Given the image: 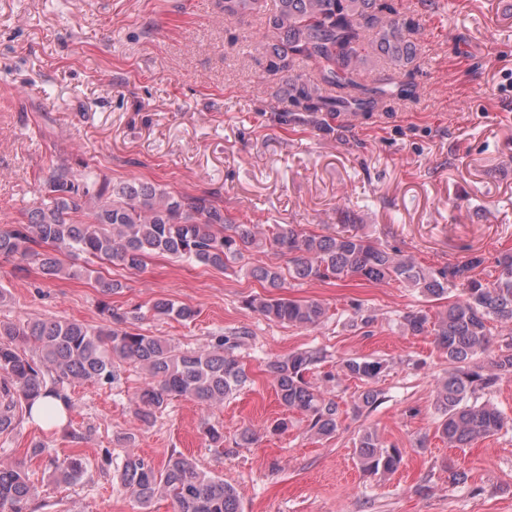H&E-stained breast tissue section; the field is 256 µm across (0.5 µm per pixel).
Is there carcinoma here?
Segmentation results:
<instances>
[{
    "mask_svg": "<svg viewBox=\"0 0 512 512\" xmlns=\"http://www.w3.org/2000/svg\"><path fill=\"white\" fill-rule=\"evenodd\" d=\"M223 8L224 19L231 21L261 11L263 4L224 0ZM414 31L413 19L401 15L395 0H276L263 33L267 72L282 73L297 57L311 62L314 74L289 79L287 92L314 117L323 112H375L412 95V83L389 75L368 85L362 78L380 56L410 75L406 68L421 50L411 38ZM324 85L339 89L338 94L324 96ZM46 188L47 201L33 208L25 222L0 229V257L35 264L50 279L78 275L62 263V254H83L128 270L141 269L153 255L220 270L238 266L270 289L268 295L249 299V308L306 330L323 323L326 308L315 300L273 296L289 279L398 281L431 302L448 301L433 316L423 310L403 316L404 328L413 336L434 337L451 365L436 390V406L443 413L438 431L448 447L468 448L504 428L503 413L473 396L492 391L501 379L512 376V342L496 345L495 333L497 327L512 323V251L499 253L498 275L486 281L476 273L484 264L480 255L433 269L360 233L353 224L327 235L297 224L263 229L226 217L224 208L206 195L174 194L136 179L111 185L92 171L77 177L58 166L49 168ZM83 198L91 201L87 210L79 204ZM266 249L288 258V264L246 263L252 252ZM99 284L106 296L101 301L105 323L97 327L47 319L0 321V434L31 416L40 399L53 397L71 409L65 385L112 384L123 363L138 365L145 375L134 409L145 425L156 421L174 399L216 406L248 382L244 366L230 354L240 345L241 333L218 336L206 348L181 349L167 338L131 330L127 316L107 300L120 285L112 280ZM454 288L460 293H452ZM151 311L183 322L198 316L196 309L165 298L155 301ZM28 343L34 344L37 357L22 349ZM483 355L487 362L476 363ZM322 360L318 349L293 352L269 361L268 372L280 405L303 414L316 436L329 438L339 426V405L335 396L308 380ZM341 370L365 386L353 402V412L361 415L375 408L380 391L373 384L384 363L348 358ZM357 457L364 472L380 477L395 473L403 462L401 449L386 447L370 429L359 438ZM51 466L57 484H74L86 473L79 455L54 460ZM120 478L142 512H150L158 497L170 499L174 512H239L235 489L179 451H172L161 467L129 451ZM34 497L21 464H0V512H35Z\"/></svg>",
    "mask_w": 512,
    "mask_h": 512,
    "instance_id": "obj_1",
    "label": "carcinoma"
}]
</instances>
